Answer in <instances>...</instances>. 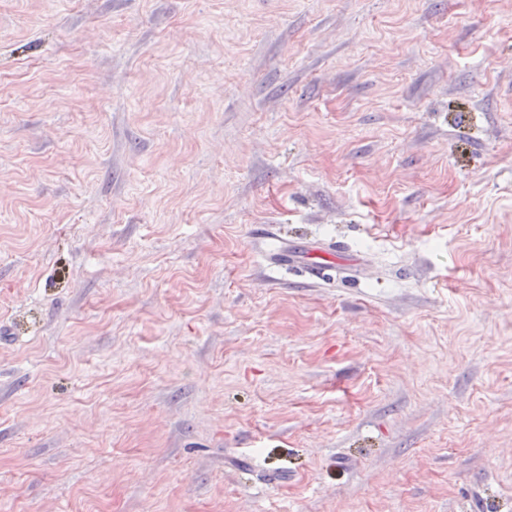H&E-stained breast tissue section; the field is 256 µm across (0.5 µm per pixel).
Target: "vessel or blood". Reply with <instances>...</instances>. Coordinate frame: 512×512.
Instances as JSON below:
<instances>
[{"instance_id":"vessel-or-blood-1","label":"vessel or blood","mask_w":512,"mask_h":512,"mask_svg":"<svg viewBox=\"0 0 512 512\" xmlns=\"http://www.w3.org/2000/svg\"><path fill=\"white\" fill-rule=\"evenodd\" d=\"M303 250L285 244L279 245L269 253V263L274 267H300L305 274L315 281L331 276L332 272L344 275L359 270L363 264L362 257L338 242H328L319 260L308 262L303 258Z\"/></svg>"}]
</instances>
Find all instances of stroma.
<instances>
[{"instance_id": "obj_1", "label": "stroma", "mask_w": 512, "mask_h": 512, "mask_svg": "<svg viewBox=\"0 0 512 512\" xmlns=\"http://www.w3.org/2000/svg\"><path fill=\"white\" fill-rule=\"evenodd\" d=\"M0 512H512V0H0ZM321 252L323 257H317L318 261L308 262L302 259L305 253L309 254L306 249L279 244L270 250L268 262L273 267H302L305 274L315 281H324L325 278L333 276L332 272L335 271H339L340 275L344 274L343 277H348L346 275L358 271L363 265V258L345 244L331 241Z\"/></svg>"}]
</instances>
